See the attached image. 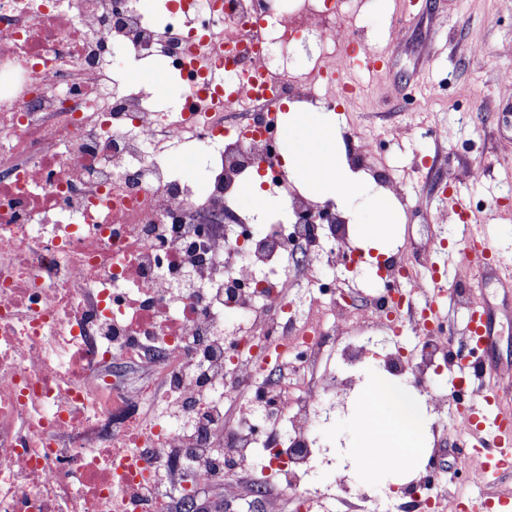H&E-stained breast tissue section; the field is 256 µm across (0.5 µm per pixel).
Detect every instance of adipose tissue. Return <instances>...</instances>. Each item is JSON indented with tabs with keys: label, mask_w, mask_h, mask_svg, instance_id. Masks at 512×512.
Wrapping results in <instances>:
<instances>
[{
	"label": "adipose tissue",
	"mask_w": 512,
	"mask_h": 512,
	"mask_svg": "<svg viewBox=\"0 0 512 512\" xmlns=\"http://www.w3.org/2000/svg\"><path fill=\"white\" fill-rule=\"evenodd\" d=\"M282 158L289 179L320 202H332L356 227L355 238L363 250L376 249L400 222L399 203L385 189L375 187L369 175L351 167L346 145L333 113L312 103H297L288 110L281 132ZM258 173L244 176L237 187L240 206L255 219H264L282 202L272 201L261 186ZM369 196V220H361L355 200ZM366 405L359 419L374 446L365 456V465L383 469L384 457L404 461L417 456L413 436L421 420L423 403L409 388L377 376L367 385Z\"/></svg>",
	"instance_id": "adipose-tissue-1"
}]
</instances>
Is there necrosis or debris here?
Here are the masks:
<instances>
[{
  "label": "necrosis or debris",
  "mask_w": 512,
  "mask_h": 512,
  "mask_svg": "<svg viewBox=\"0 0 512 512\" xmlns=\"http://www.w3.org/2000/svg\"><path fill=\"white\" fill-rule=\"evenodd\" d=\"M283 2L178 0L157 20L133 0H0V512H175L180 492L223 477L225 451L245 466L256 447L263 468L307 480L320 405L350 380L292 402L259 381L270 351L317 359L323 331L296 324L288 275L261 289L256 267L320 255L317 227L274 218L251 234L225 160L263 156L289 213L305 205L280 176L272 114L313 84L349 95L326 63L352 34L346 0ZM300 31L320 37L309 73L272 70ZM159 53L181 108L119 80L122 62ZM180 146L210 150L205 187L171 167ZM262 305L281 316L239 353L224 313ZM137 360L158 362L152 378L112 381L109 365ZM244 380L255 406L225 425L224 393Z\"/></svg>",
  "instance_id": "4bbe7bcc"
}]
</instances>
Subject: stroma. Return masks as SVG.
<instances>
[{"label": "stroma", "instance_id": "obj_1", "mask_svg": "<svg viewBox=\"0 0 512 512\" xmlns=\"http://www.w3.org/2000/svg\"><path fill=\"white\" fill-rule=\"evenodd\" d=\"M352 8L347 24L383 63L376 68L358 61L344 68L359 91L337 102L335 112L348 152H356L360 140L375 142L378 149L366 160L372 174L381 185H400V233L376 269L363 258L354 265L343 262L327 229L321 236L327 253L312 275L288 259L294 280L290 297L301 319L314 309L318 284H335L336 293L322 307L319 361L298 368L285 353L279 363L287 367L285 385L294 391L332 375L336 349L350 337H371L378 354L358 370L356 387L342 395L343 406L318 420L312 432L318 453L308 484L291 486L281 475L262 473L240 479L235 502L225 500L223 487L209 486L197 499L204 512H236L242 502L251 505V512H291L299 496L313 500L312 512H354L361 500L379 512H422L419 494L403 491L419 475L431 477L441 504L512 493V472L491 485L479 463L462 471L454 466L455 459L471 454L457 408L476 396L477 386L493 384L492 378L480 382L460 373L461 338L471 306L460 299L468 295L471 304L497 305L493 359L512 369V279L487 277L474 267H448L439 326L455 341L446 347L440 372L422 377L411 370L399 378L426 400H448L445 412L426 410L416 459L368 473L356 422L363 386L371 376L388 372L382 349L399 346L410 356L420 348L410 322H403L400 337H393L374 324L367 301L388 286L408 289L409 274H425L427 257L440 244H459L470 224L483 227L512 264V85L502 80L512 70V0H353ZM451 182L469 196L468 220H460L443 194ZM458 381L465 388L456 395L452 385Z\"/></svg>", "mask_w": 512, "mask_h": 512}]
</instances>
